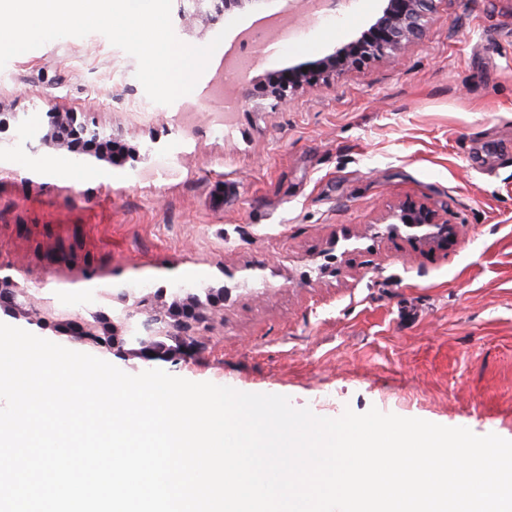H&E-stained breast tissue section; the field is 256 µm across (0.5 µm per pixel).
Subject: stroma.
<instances>
[{
    "label": "stroma",
    "mask_w": 512,
    "mask_h": 512,
    "mask_svg": "<svg viewBox=\"0 0 512 512\" xmlns=\"http://www.w3.org/2000/svg\"><path fill=\"white\" fill-rule=\"evenodd\" d=\"M380 0H293L283 23L244 10L221 50L275 40L263 79L350 42ZM137 61L100 33L64 37L0 70V278L33 288L0 322L136 375L129 346L92 347L84 322L124 336L110 285L146 289L205 326L157 368L192 382L288 396L326 418L377 408L512 440V0H437L424 39L214 127L207 66L195 90L150 101ZM111 128L123 157L89 170L56 147L18 146L43 102ZM408 205L448 221L423 245L385 225ZM254 283L243 287L244 275ZM72 306L39 324V301Z\"/></svg>",
    "instance_id": "obj_1"
}]
</instances>
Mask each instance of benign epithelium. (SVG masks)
<instances>
[{"instance_id":"1","label":"benign epithelium","mask_w":512,"mask_h":512,"mask_svg":"<svg viewBox=\"0 0 512 512\" xmlns=\"http://www.w3.org/2000/svg\"><path fill=\"white\" fill-rule=\"evenodd\" d=\"M177 13L187 19L192 27L204 35L226 14L253 7L267 0H175ZM381 14L368 29L353 40L324 57L318 66L307 71L300 65H289L275 76L268 77L261 84V98L272 100L277 105L288 102L297 88L313 86L321 79L340 76L350 67L364 64L372 59L388 56L402 45L423 38L435 11L436 0H382ZM77 139L68 145L73 160L85 168H93L104 162L103 154L94 146L112 138V130L94 121L78 120L74 112L59 110L49 113V128L26 136L24 146L32 153H41L53 144L62 141L60 131ZM396 222L384 227V233L394 235L404 228L411 238L428 243L448 239L450 227L439 220L436 214L424 208H404L395 215ZM30 290L20 283L7 278L0 281V300L14 301L27 298ZM98 296L108 302L119 297L124 306L117 310L115 318L126 330L123 343L134 347L146 362L162 360L172 352L167 341L174 340L178 348L189 353L197 346L196 336L205 321L203 316L187 320H173L168 314L147 305V298L141 297L128 303L130 293L114 294L110 288H101Z\"/></svg>"}]
</instances>
